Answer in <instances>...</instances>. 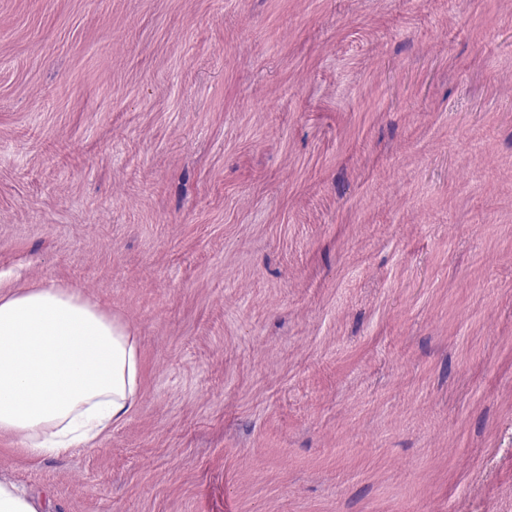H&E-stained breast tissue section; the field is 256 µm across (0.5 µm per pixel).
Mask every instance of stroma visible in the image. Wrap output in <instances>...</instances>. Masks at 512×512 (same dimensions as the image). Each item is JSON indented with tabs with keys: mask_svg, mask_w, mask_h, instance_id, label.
Returning a JSON list of instances; mask_svg holds the SVG:
<instances>
[{
	"mask_svg": "<svg viewBox=\"0 0 512 512\" xmlns=\"http://www.w3.org/2000/svg\"><path fill=\"white\" fill-rule=\"evenodd\" d=\"M136 332L48 512H512V0H0V272Z\"/></svg>",
	"mask_w": 512,
	"mask_h": 512,
	"instance_id": "obj_1",
	"label": "stroma"
}]
</instances>
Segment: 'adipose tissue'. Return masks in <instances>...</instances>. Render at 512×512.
I'll list each match as a JSON object with an SVG mask.
<instances>
[{
    "mask_svg": "<svg viewBox=\"0 0 512 512\" xmlns=\"http://www.w3.org/2000/svg\"><path fill=\"white\" fill-rule=\"evenodd\" d=\"M132 331L55 282L0 281V434L35 456L91 445L129 414L139 388Z\"/></svg>",
    "mask_w": 512,
    "mask_h": 512,
    "instance_id": "adipose-tissue-1",
    "label": "adipose tissue"
}]
</instances>
